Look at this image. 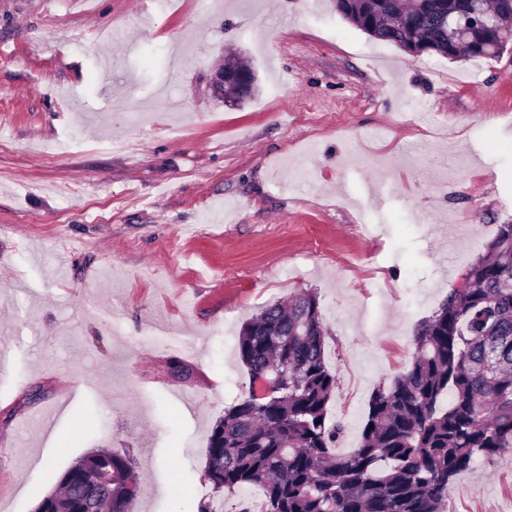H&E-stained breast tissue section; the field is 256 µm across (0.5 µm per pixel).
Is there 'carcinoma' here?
Returning <instances> with one entry per match:
<instances>
[{
  "instance_id": "carcinoma-1",
  "label": "carcinoma",
  "mask_w": 512,
  "mask_h": 512,
  "mask_svg": "<svg viewBox=\"0 0 512 512\" xmlns=\"http://www.w3.org/2000/svg\"><path fill=\"white\" fill-rule=\"evenodd\" d=\"M369 36L450 61L496 58V36L473 45L469 28L499 0H334ZM414 337L409 366L373 390L359 443L334 451L344 425L329 416L336 374L312 293L274 303L241 328L239 356L253 387L211 428L207 474L229 493L260 488L258 512H443L448 491L478 457L512 452V222L471 264ZM112 473V496L86 483ZM132 462L93 450L61 474L55 512L88 502L97 512H134Z\"/></svg>"
}]
</instances>
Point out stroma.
Masks as SVG:
<instances>
[{"mask_svg":"<svg viewBox=\"0 0 512 512\" xmlns=\"http://www.w3.org/2000/svg\"><path fill=\"white\" fill-rule=\"evenodd\" d=\"M231 48L257 74L239 107L208 89ZM508 222V57H413L332 0H0V512L98 448L132 458L136 512L223 497L205 448L247 393L240 329L305 291L351 451ZM445 512H512V452Z\"/></svg>","mask_w":512,"mask_h":512,"instance_id":"35a3bbf8","label":"stroma"}]
</instances>
